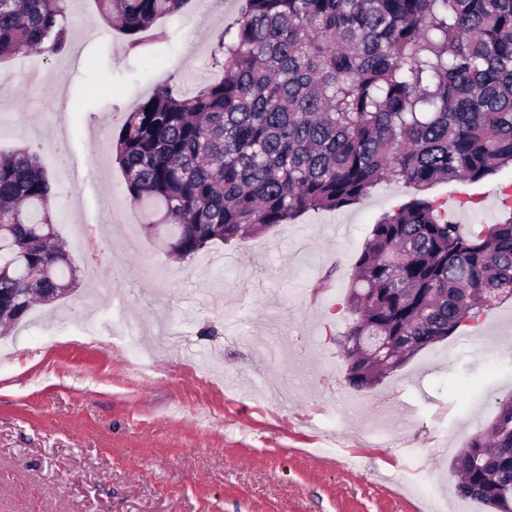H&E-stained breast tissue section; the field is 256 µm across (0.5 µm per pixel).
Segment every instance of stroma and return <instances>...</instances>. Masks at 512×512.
<instances>
[{"label": "stroma", "mask_w": 512, "mask_h": 512, "mask_svg": "<svg viewBox=\"0 0 512 512\" xmlns=\"http://www.w3.org/2000/svg\"><path fill=\"white\" fill-rule=\"evenodd\" d=\"M243 4L192 0L160 22L162 38L132 49L96 0H66L76 32L63 53L0 58V96L13 103L0 110V152L38 154L75 265L113 280L95 311L84 281L0 338L10 351L0 356V512H420L424 484L451 512H486L457 496L450 466L512 396V298L373 388L346 380L338 340L354 319L343 300L355 262L377 217L412 188L382 182L352 207L311 210L181 262L127 196L112 157L123 115L164 80L186 94L217 80L210 37ZM61 139L72 179L57 174ZM98 158L99 179L88 170ZM509 183L505 168L430 194L476 230L503 218L498 190ZM466 196L475 206H461ZM106 197L123 216L108 236ZM380 419L416 448L415 489L394 481L401 458L374 447L367 429ZM328 431L360 460L354 474L318 458Z\"/></svg>", "instance_id": "obj_1"}]
</instances>
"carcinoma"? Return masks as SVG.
<instances>
[{"mask_svg": "<svg viewBox=\"0 0 512 512\" xmlns=\"http://www.w3.org/2000/svg\"><path fill=\"white\" fill-rule=\"evenodd\" d=\"M62 2L0 0V56L62 53ZM189 2L98 0L132 48ZM210 64L219 80L192 95L159 83L115 139L130 201L167 225L171 257L351 207L382 180L412 186L373 224L345 297L357 319L341 354L360 390L512 297L507 196L476 231L428 194L512 165V0H245ZM50 195L35 154H0L1 303L76 287ZM462 447L457 494L512 512V397Z\"/></svg>", "mask_w": 512, "mask_h": 512, "instance_id": "obj_1", "label": "carcinoma"}]
</instances>
